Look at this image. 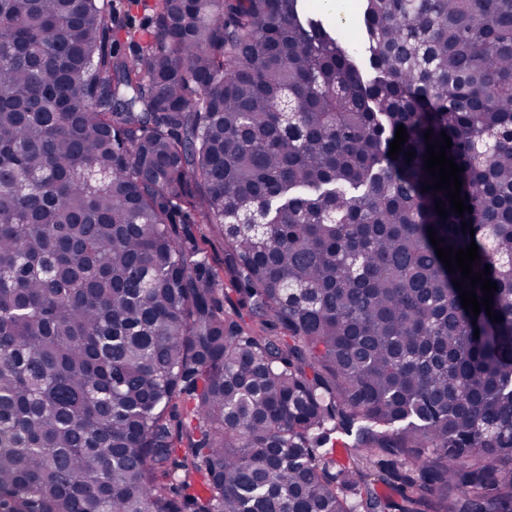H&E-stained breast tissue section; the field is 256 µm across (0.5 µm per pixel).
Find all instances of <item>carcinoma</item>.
<instances>
[{"label":"carcinoma","instance_id":"1","mask_svg":"<svg viewBox=\"0 0 512 512\" xmlns=\"http://www.w3.org/2000/svg\"><path fill=\"white\" fill-rule=\"evenodd\" d=\"M360 14L0 0V512H512V0ZM117 14L118 25L127 22V15L132 18V24L115 31L112 39L118 44L122 53L133 57L137 49L145 45L153 37V25L151 19L154 0H112ZM350 2H345V4H349V9H345V16L337 15L334 12H330L323 7L320 8L323 14L326 16V18L330 21V23L334 26H336L337 30L342 31L345 33L347 40L352 44L359 43L362 39L360 38L358 34V28L359 24L357 23L353 11V2L355 0H346ZM349 10V11H348ZM198 239H205L211 263L216 267H224V238L220 230L212 224H196L194 226Z\"/></svg>","mask_w":512,"mask_h":512}]
</instances>
